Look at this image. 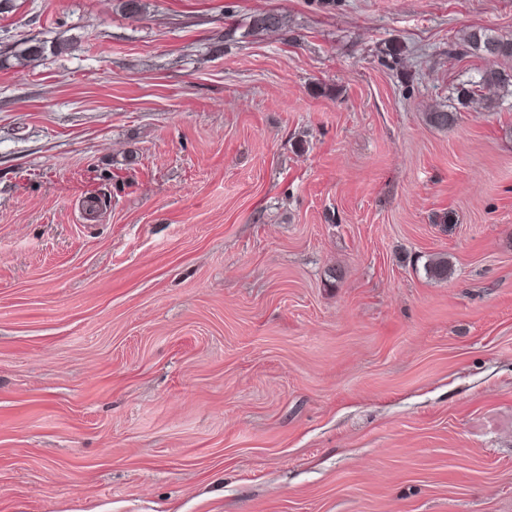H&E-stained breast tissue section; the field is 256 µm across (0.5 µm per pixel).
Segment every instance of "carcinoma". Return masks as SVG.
<instances>
[{"instance_id": "1", "label": "carcinoma", "mask_w": 512, "mask_h": 512, "mask_svg": "<svg viewBox=\"0 0 512 512\" xmlns=\"http://www.w3.org/2000/svg\"><path fill=\"white\" fill-rule=\"evenodd\" d=\"M286 17L282 14L265 13L256 16L252 28L261 31H276L285 27ZM68 50V45L56 43L51 46L47 42L28 38L21 42V48L15 52L14 57L20 64L25 65L38 61L47 53L60 54ZM462 51L477 54L485 60V67L481 71L480 80L458 89V101L463 105L475 104L482 99L481 89L494 87L507 90L512 87V71L503 68L500 61L512 59V38L490 37L482 33H468L462 38ZM429 123L437 128H446L457 120V113L435 111L427 113Z\"/></svg>"}]
</instances>
